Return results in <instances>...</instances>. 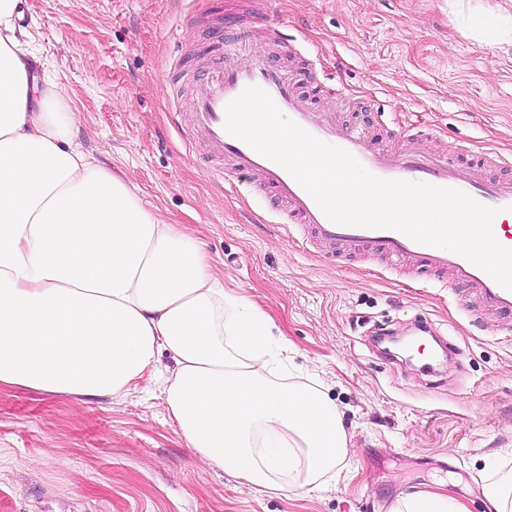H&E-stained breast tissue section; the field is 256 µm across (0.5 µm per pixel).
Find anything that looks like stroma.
Wrapping results in <instances>:
<instances>
[{
	"label": "stroma",
	"mask_w": 512,
	"mask_h": 512,
	"mask_svg": "<svg viewBox=\"0 0 512 512\" xmlns=\"http://www.w3.org/2000/svg\"><path fill=\"white\" fill-rule=\"evenodd\" d=\"M505 2L26 0V50L68 93L75 142L271 318L289 382L323 385L349 453L324 488L257 494L187 448L157 382L121 400L0 385V512H392L436 490L491 512L485 486L512 468V317L451 275L311 247L257 179L209 177L173 120L228 51L293 71L337 122L386 142L411 131L432 152L512 153V21L472 33ZM421 323L454 345L442 364L377 339Z\"/></svg>",
	"instance_id": "obj_1"
}]
</instances>
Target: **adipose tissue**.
Listing matches in <instances>:
<instances>
[{
    "mask_svg": "<svg viewBox=\"0 0 512 512\" xmlns=\"http://www.w3.org/2000/svg\"><path fill=\"white\" fill-rule=\"evenodd\" d=\"M19 3L0 0V384L119 398L158 378L207 465L259 492L323 487L349 451L335 406L284 381L270 320L225 293L202 243L74 142Z\"/></svg>",
    "mask_w": 512,
    "mask_h": 512,
    "instance_id": "1",
    "label": "adipose tissue"
}]
</instances>
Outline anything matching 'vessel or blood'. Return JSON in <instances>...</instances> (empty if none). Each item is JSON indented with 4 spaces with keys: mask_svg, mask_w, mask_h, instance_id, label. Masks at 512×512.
<instances>
[{
    "mask_svg": "<svg viewBox=\"0 0 512 512\" xmlns=\"http://www.w3.org/2000/svg\"><path fill=\"white\" fill-rule=\"evenodd\" d=\"M249 87L266 91L287 119L320 141L348 151L369 173L381 179L453 188L488 207H512V177L487 174L492 167L512 168L511 156L496 152L464 156L453 149L437 156L422 150L409 135L401 148H389L366 128L337 124L331 113L299 92L293 72L257 61H228L206 83L197 86L194 112L183 128L192 142L205 144L208 174L223 175L224 160H231L234 172L257 177L285 204L290 223L305 226L315 242L343 252L366 249L405 266L450 274L455 284L474 288L483 307L512 314V291L465 257L417 243L394 229L332 222L283 167L228 133L226 107Z\"/></svg>",
    "mask_w": 512,
    "mask_h": 512,
    "instance_id": "1",
    "label": "vessel or blood"
}]
</instances>
